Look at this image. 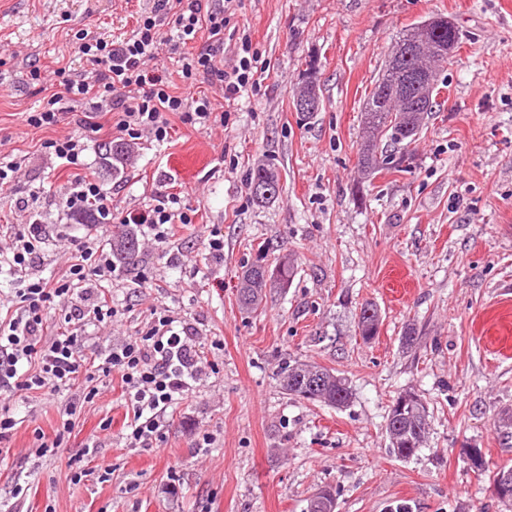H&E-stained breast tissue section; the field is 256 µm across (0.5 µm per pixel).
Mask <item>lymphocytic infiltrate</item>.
<instances>
[{"instance_id":"1","label":"lymphocytic infiltrate","mask_w":512,"mask_h":512,"mask_svg":"<svg viewBox=\"0 0 512 512\" xmlns=\"http://www.w3.org/2000/svg\"><path fill=\"white\" fill-rule=\"evenodd\" d=\"M234 0H156L154 14L142 16L130 37L108 43L85 41L80 50L92 67L90 74L73 75L58 70L59 85L71 100L114 97L121 117L116 124L130 141L151 135H167L169 115H179L187 124L204 125L213 118L211 102L205 97L188 98L170 93L165 74L148 69L169 33L179 40L194 41L200 30H207L208 45L202 51L183 57L182 76L187 88H194L203 78L224 87L225 99L237 97L254 82L251 43L242 39V57L231 70L219 67L216 57L224 46V30L230 21ZM172 19L171 32H164L161 16ZM79 130L60 139L44 142V149L59 164L72 170L63 196L68 214H85L95 209L99 223L112 220V195L97 180L82 175L81 156L86 149L84 131L89 119L78 122ZM181 197L168 195L149 211L129 214L125 221L147 227L154 240H165L175 224L191 223L192 218L180 207ZM47 237L43 225L26 224L1 228L0 267L20 274L32 265ZM113 271L111 252L100 245L83 244L72 256L68 273L61 279L38 278L5 302L12 317L0 319V391L19 399L35 391L59 392L72 389L78 381L90 384L86 399L99 393L92 382L96 375H118L128 396L132 413L126 436L129 446L150 447L163 439V420L169 409L182 401L193 387L203 381V365L197 340L187 327L175 325L162 316L139 336L120 345L100 349L97 364H88L82 354L84 336L64 331L55 336L44 334L50 310L68 309L71 320L80 325L104 323L114 317L108 304H82L84 287L94 278H104Z\"/></svg>"}]
</instances>
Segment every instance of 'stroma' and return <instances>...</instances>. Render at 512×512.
I'll return each instance as SVG.
<instances>
[{"label":"stroma","instance_id":"obj_1","mask_svg":"<svg viewBox=\"0 0 512 512\" xmlns=\"http://www.w3.org/2000/svg\"><path fill=\"white\" fill-rule=\"evenodd\" d=\"M155 0H0V163L20 162L18 182L0 188V225H45L48 240L30 272L61 277L70 253L111 225L67 217V174L42 144L76 131L96 111L85 169L112 194V215L154 207L180 194L191 216L162 243L141 242L139 261L117 265L107 284L112 322L87 326L84 352L118 345L167 315L187 325L218 365L194 387L152 448L129 447L119 380L83 391H36L10 400L17 424L0 463V512H306L322 487L336 512H512L467 449L490 468L512 466L496 422L512 409V0H236L222 63L241 36L256 54V88L226 101L207 96L223 121L188 125L171 116L164 140L143 137L116 173L99 148L123 141L111 99L62 101L56 125L29 126L59 92L55 72L85 62L78 34L130 35ZM450 18L460 46L437 75V107L400 171L360 178L362 113L394 42L417 24ZM207 42H167L153 65L173 94L185 90L184 53ZM315 62L322 104L314 118L294 96ZM40 69V81L30 72ZM276 168L281 194L257 205L251 169ZM216 227L221 251L201 226ZM293 254L298 274L268 292L262 311L238 301L239 277L258 258ZM380 311L363 341L357 314ZM416 329L412 345L402 339ZM308 364L346 379L348 405L288 395L283 369ZM411 390L428 408L425 442L410 459L391 452V401ZM77 401L75 426L54 454L60 410ZM211 443L200 447L198 438ZM92 455H85V447ZM91 476L73 481L78 467Z\"/></svg>","mask_w":512,"mask_h":512}]
</instances>
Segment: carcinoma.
<instances>
[{
  "instance_id": "obj_1",
  "label": "carcinoma",
  "mask_w": 512,
  "mask_h": 512,
  "mask_svg": "<svg viewBox=\"0 0 512 512\" xmlns=\"http://www.w3.org/2000/svg\"><path fill=\"white\" fill-rule=\"evenodd\" d=\"M459 42V31L444 30L433 35L424 46L423 53L436 59V63L448 62L441 55L442 46L448 42ZM391 73L389 65H384L375 80L374 87L366 103L364 125L371 130L372 137L366 139L358 152V172L371 178L384 169H396L412 158L410 146L415 142L425 114L432 111V96H427L420 112H409L401 100L383 94L388 86ZM127 154L126 147L117 144H104L101 148V161L105 166L119 169ZM250 192L260 204L276 201L280 196L278 171L265 164H259L250 173ZM112 256L125 265L133 264L139 257V243L134 232L119 224L112 231ZM297 271L295 260L282 258L273 269L261 264H252L243 272L239 300L242 305L254 308L260 305L265 289L286 288L291 285ZM380 315L376 305L363 304L358 314V333L365 341L378 334ZM281 386L288 394L307 401H319L332 406H344L351 399V391L346 379L319 366L304 364L289 365L284 369ZM427 408L421 397L411 391L398 394L392 402L387 416L386 431L390 438L393 454L401 459L414 456L423 447L426 434ZM336 502V493L326 487L316 492L310 499L307 512H324L326 505Z\"/></svg>"
}]
</instances>
